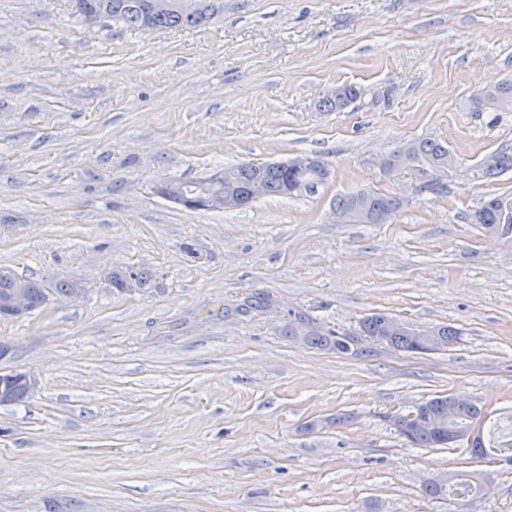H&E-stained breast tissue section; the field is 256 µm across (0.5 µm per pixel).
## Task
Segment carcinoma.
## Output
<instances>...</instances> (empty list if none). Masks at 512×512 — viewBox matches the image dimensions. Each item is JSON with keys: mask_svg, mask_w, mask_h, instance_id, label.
<instances>
[{"mask_svg": "<svg viewBox=\"0 0 512 512\" xmlns=\"http://www.w3.org/2000/svg\"><path fill=\"white\" fill-rule=\"evenodd\" d=\"M79 10L91 18H107L127 27L139 28L145 23L154 28H194L219 16L224 5L222 0H195V5L186 8L175 4L165 12L157 13L151 9V0H76ZM358 91L353 86H342L322 101L321 107L337 110L355 99ZM476 111L486 109L494 112H512V81L490 86L482 90L475 98ZM455 161L448 147L435 139H422L406 144L394 150L385 161L389 171L408 167L426 165L434 171L448 169ZM512 170V152L504 150L492 154L474 171L478 176H489L497 172ZM223 179L211 175L199 181H171L164 184L166 192L162 196L174 203L184 204L188 199H207L225 191L232 192L236 207L244 208L257 201L252 189L256 182L264 187L263 196H287V188L295 192L314 194L326 183L329 170L319 162L304 168H285L279 162L253 163L243 162L226 167L220 171ZM400 202L379 193L360 191L340 196L333 201L334 211L342 213L346 221L378 224L387 214H393ZM471 223L478 224L484 233L495 239L512 242V195H497L485 200L471 215ZM25 289L33 309L41 308L46 302L48 291L66 296L71 293L73 284L64 279H57L49 284L43 280L17 276L7 267L0 268V298L13 288ZM391 316L374 313L361 322V331L371 341L383 340L386 345L404 352L414 353L419 349L416 330L391 332L388 322ZM288 336L320 350L336 351L341 354L364 350H354L355 340L340 334L334 329L324 328L304 314L294 316L288 323ZM0 389L9 392L11 401L21 402L27 398L26 390L19 384L9 381V374H0ZM420 417H429L435 421L432 426L420 424L418 428L405 432L404 425L410 414L402 415L397 429L410 443L435 448L444 445L441 438L443 431L451 430L464 436L470 428L483 422V409L475 403H468L463 408H454L452 396H436L414 408ZM488 444L479 450H472L477 457L498 456L507 450L512 452V442L503 443L495 436V429L488 431ZM484 489V482L479 477L463 474L448 475V482L442 483L433 478L425 487V493L434 499L450 497L456 501L469 492L478 493Z\"/></svg>", "mask_w": 512, "mask_h": 512, "instance_id": "cac0c4a2", "label": "carcinoma"}]
</instances>
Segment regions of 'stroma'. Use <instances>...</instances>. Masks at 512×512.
<instances>
[{
    "mask_svg": "<svg viewBox=\"0 0 512 512\" xmlns=\"http://www.w3.org/2000/svg\"><path fill=\"white\" fill-rule=\"evenodd\" d=\"M510 78L512 0H224L184 30L0 0V267L81 289L0 317V373L38 381L0 405V512H512V463L394 424L453 395L512 425V244L470 221L512 170L469 172L512 150V112L473 109ZM341 85L357 98L319 111ZM424 138L456 166L384 169ZM306 157L332 172L312 195L191 211L156 192ZM363 189L401 206L336 222L333 199ZM132 267L146 287L114 288ZM298 312L354 337L377 312L460 336L340 355L285 335ZM459 471L488 491L425 495Z\"/></svg>",
    "mask_w": 512,
    "mask_h": 512,
    "instance_id": "35a3bbf8",
    "label": "stroma"
}]
</instances>
